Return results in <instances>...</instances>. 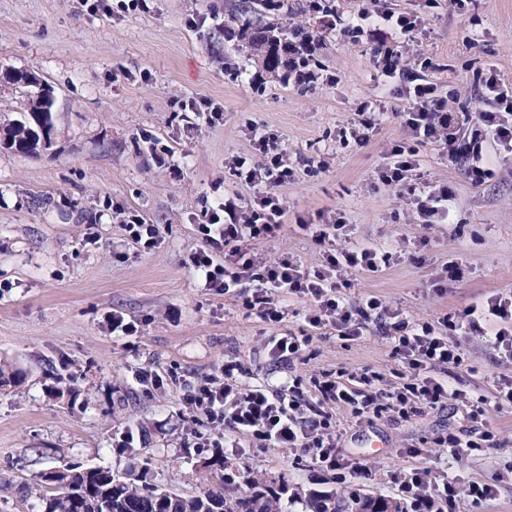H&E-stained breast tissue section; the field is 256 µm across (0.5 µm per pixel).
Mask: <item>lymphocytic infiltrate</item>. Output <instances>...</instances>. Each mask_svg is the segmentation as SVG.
<instances>
[{"instance_id": "f902f5d3", "label": "lymphocytic infiltrate", "mask_w": 512, "mask_h": 512, "mask_svg": "<svg viewBox=\"0 0 512 512\" xmlns=\"http://www.w3.org/2000/svg\"><path fill=\"white\" fill-rule=\"evenodd\" d=\"M374 25L388 29L396 42L419 31L416 16L382 8L372 14L358 13L355 22L344 23L341 30L358 38ZM486 94L496 101L495 109L453 112L437 96L433 83L418 77L407 81L405 95L410 106L400 118L409 140L393 145L378 176L407 194L423 227L447 220L449 194L447 187L437 188L424 180L420 145L434 144L449 162L463 164L475 186L495 175L483 148L486 139L512 151V84L490 77ZM252 147V158H239L233 164L235 176L251 188V196L225 193L196 217L204 246L195 251L191 264L205 287L227 295L240 294L245 309L270 323L283 319L279 296L305 297L312 302L304 317L307 333L277 336L268 343L270 358L280 365L293 364L300 357L311 341L310 330L329 326L341 339L354 341L363 338L374 318L384 317L382 329L404 369V381L385 392L378 388L382 376L377 372L339 371L315 381L310 391L300 378H293L287 393L278 394L263 386L240 385L241 365L228 360L220 377L199 387L191 402L219 420L225 433L263 447L301 449L315 464L336 471L345 482L359 475L361 469L340 451L330 406L350 407L358 418L394 414L408 419L458 398V391L440 381L436 370L463 366L465 354L459 339L476 333H491L500 353L512 361V291L485 295L435 323L388 311L380 298L355 296L351 290L354 273L382 271L392 260V252L348 243L347 224L340 216L304 227L307 236L320 244L342 238L347 241L346 246L328 250L321 267L306 268L285 256L260 258L257 245L275 239L283 226L285 209L278 189L292 177L293 169L275 133L253 135ZM492 388L490 396H478L471 403L466 413L469 428L436 438L443 454L458 459L493 446L495 434L486 426L489 409L512 407V376H498ZM428 476L425 468L401 473L405 512L453 510L465 500L478 505L494 500L498 493L492 483L460 485L452 478L432 488Z\"/></svg>"}]
</instances>
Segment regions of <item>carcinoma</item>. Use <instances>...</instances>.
Listing matches in <instances>:
<instances>
[{
	"label": "carcinoma",
	"instance_id": "obj_1",
	"mask_svg": "<svg viewBox=\"0 0 512 512\" xmlns=\"http://www.w3.org/2000/svg\"><path fill=\"white\" fill-rule=\"evenodd\" d=\"M335 0H304L303 11L332 15ZM288 6V0H240L238 8L260 17L275 15ZM244 39L264 69L288 77V69L307 65L312 54L307 44L288 37L283 27L266 22L244 34ZM149 463L138 472L122 475L109 467H87L65 464L49 473H41L44 482L55 486L54 493L37 496L38 503L31 509L40 512H272L273 504L265 492L256 490L249 495L224 497V482L232 478L217 477V487L200 495L184 498L147 481Z\"/></svg>",
	"mask_w": 512,
	"mask_h": 512
}]
</instances>
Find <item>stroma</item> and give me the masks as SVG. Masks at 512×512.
<instances>
[{
    "label": "stroma",
    "instance_id": "stroma-1",
    "mask_svg": "<svg viewBox=\"0 0 512 512\" xmlns=\"http://www.w3.org/2000/svg\"><path fill=\"white\" fill-rule=\"evenodd\" d=\"M389 8L421 19V32L402 49L404 76L437 85L448 107L473 112L490 75L512 83V0H388ZM235 0H147L138 14H91L78 0H0V74L32 69L54 90L52 143L39 155L0 152V362L18 383L0 387V512H31L40 472L67 463L115 471L150 460L151 483L182 497L211 486L215 456L261 486L282 489L286 512H310L311 499L343 502L358 495L401 505L399 470L428 468L431 484L453 471L458 483L489 481L491 502L464 501L457 512H512V409L493 412L497 444L446 464L434 439L467 428L461 402L404 420H357L333 407L342 451L361 475L351 483L313 463L297 448L245 447L224 454L186 449L190 433L216 427L189 403L197 383L219 374L225 360L243 366L242 384L286 392L288 380L309 382L340 369H369L390 390L402 366L377 327L344 341L332 328L293 365L272 363L270 337L305 328L310 302L282 300L284 318L267 323L241 302L202 288L190 256L203 242L194 216L218 192L249 195L229 167L252 153L253 131L267 130L294 168L279 194L286 210L279 236L260 246L263 259L282 256L314 268L325 248L296 226L316 213L343 214L352 241L370 242L399 257L379 273L357 277V291L391 309L434 321L485 294L512 289V155L494 141L485 150L496 175L475 186L437 147L421 145L425 179L453 193L447 223L422 231L405 194L377 171L406 132L395 118L408 107L404 77L381 76L373 40L353 41L289 7L283 25L317 29V80L285 81L252 56L241 31L254 22ZM432 59L435 70L422 69ZM195 98L222 109L201 115L185 136L178 101ZM385 102L389 111L370 141L340 143L358 106ZM171 148L180 176L156 167L152 147ZM157 225L160 243L128 242L126 212ZM423 244L401 248L403 237ZM462 264L460 280L436 283L444 262ZM135 322L131 336L112 333V318ZM465 365L441 371L451 388L477 395L512 374L490 337H461ZM161 377L148 389L138 373ZM132 447H115L125 431ZM383 439L380 448L372 447Z\"/></svg>",
    "mask_w": 512,
    "mask_h": 512
}]
</instances>
